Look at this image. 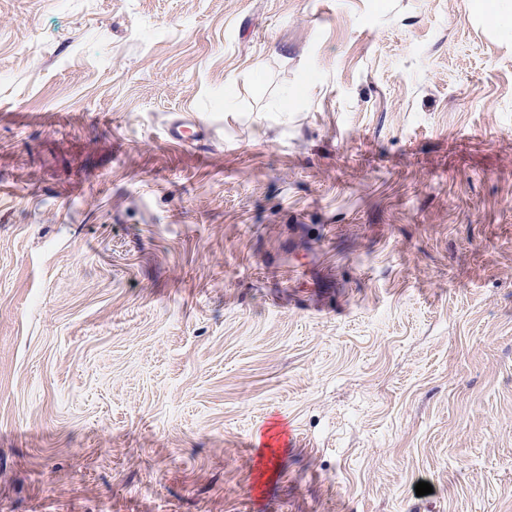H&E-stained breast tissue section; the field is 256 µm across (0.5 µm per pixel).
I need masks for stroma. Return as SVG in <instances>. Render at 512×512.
<instances>
[{
  "mask_svg": "<svg viewBox=\"0 0 512 512\" xmlns=\"http://www.w3.org/2000/svg\"><path fill=\"white\" fill-rule=\"evenodd\" d=\"M495 6L0 0V512H512Z\"/></svg>",
  "mask_w": 512,
  "mask_h": 512,
  "instance_id": "1",
  "label": "stroma"
}]
</instances>
